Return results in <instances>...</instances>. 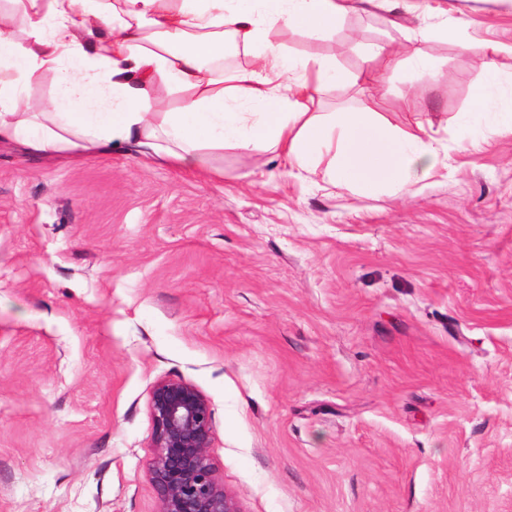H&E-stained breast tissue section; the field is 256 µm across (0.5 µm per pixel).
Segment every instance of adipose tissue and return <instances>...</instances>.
<instances>
[{
  "mask_svg": "<svg viewBox=\"0 0 512 512\" xmlns=\"http://www.w3.org/2000/svg\"><path fill=\"white\" fill-rule=\"evenodd\" d=\"M0 8V142L44 155L92 153L132 144L146 158L188 170L210 168L225 145L279 149L290 168L323 169L360 194L395 187L432 170L441 143L431 125L383 126L369 103L341 112L310 106L336 76L327 56H295L271 40L287 29L315 40L356 9L355 0H7ZM258 68L219 67L229 47ZM486 72L462 136L493 123L512 130V93L479 45ZM53 91L30 107L31 88ZM179 104L163 109L161 93Z\"/></svg>",
  "mask_w": 512,
  "mask_h": 512,
  "instance_id": "1",
  "label": "adipose tissue"
}]
</instances>
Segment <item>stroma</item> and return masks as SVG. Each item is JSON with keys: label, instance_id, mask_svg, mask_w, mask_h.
Masks as SVG:
<instances>
[{"label": "stroma", "instance_id": "obj_1", "mask_svg": "<svg viewBox=\"0 0 512 512\" xmlns=\"http://www.w3.org/2000/svg\"><path fill=\"white\" fill-rule=\"evenodd\" d=\"M456 20L512 72V0H367L274 35L335 61L314 111L432 122L440 165L396 193L272 151L190 173L0 142V512H158L164 379L208 399L240 512H512V133L459 134L485 59L433 36Z\"/></svg>", "mask_w": 512, "mask_h": 512}]
</instances>
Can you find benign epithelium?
I'll return each instance as SVG.
<instances>
[{"mask_svg": "<svg viewBox=\"0 0 512 512\" xmlns=\"http://www.w3.org/2000/svg\"><path fill=\"white\" fill-rule=\"evenodd\" d=\"M150 410L155 455L149 475L159 512H240L209 455L212 410L205 396L183 380H161L153 387Z\"/></svg>", "mask_w": 512, "mask_h": 512, "instance_id": "1", "label": "benign epithelium"}]
</instances>
